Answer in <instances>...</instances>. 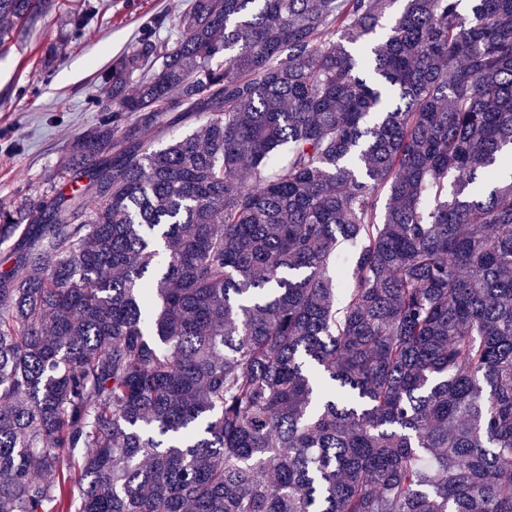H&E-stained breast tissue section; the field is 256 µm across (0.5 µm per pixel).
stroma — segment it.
<instances>
[{
  "label": "stroma",
  "mask_w": 512,
  "mask_h": 512,
  "mask_svg": "<svg viewBox=\"0 0 512 512\" xmlns=\"http://www.w3.org/2000/svg\"><path fill=\"white\" fill-rule=\"evenodd\" d=\"M35 30L0 52V207L46 190L74 142L102 116L99 75L145 31L176 41L189 0H57ZM87 9L84 32L67 34L68 12Z\"/></svg>",
  "instance_id": "1"
}]
</instances>
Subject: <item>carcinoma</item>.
Instances as JSON below:
<instances>
[{"label":"carcinoma","mask_w":512,"mask_h":512,"mask_svg":"<svg viewBox=\"0 0 512 512\" xmlns=\"http://www.w3.org/2000/svg\"><path fill=\"white\" fill-rule=\"evenodd\" d=\"M393 2L192 0L112 60L0 209V512H512V0L375 43Z\"/></svg>","instance_id":"obj_1"}]
</instances>
